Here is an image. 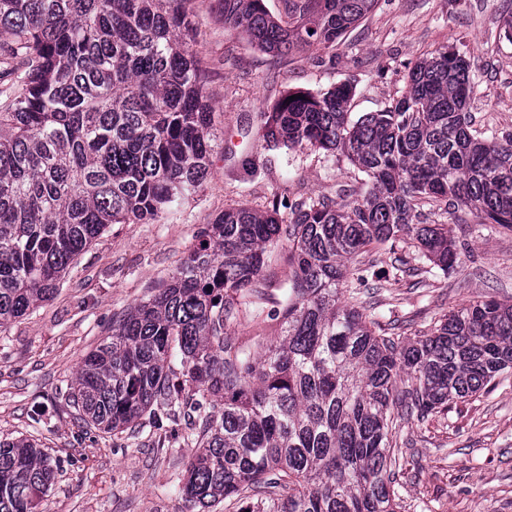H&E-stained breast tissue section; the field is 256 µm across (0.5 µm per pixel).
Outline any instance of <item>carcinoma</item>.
Segmentation results:
<instances>
[{
    "label": "carcinoma",
    "instance_id": "obj_1",
    "mask_svg": "<svg viewBox=\"0 0 512 512\" xmlns=\"http://www.w3.org/2000/svg\"><path fill=\"white\" fill-rule=\"evenodd\" d=\"M189 0H0V328L51 298L69 265L113 224H145L208 175L212 112ZM378 0H224V25L285 57L335 49ZM469 64L440 47L408 68L397 99L351 119L352 88L281 97L261 121L272 147L344 156L368 189L265 212L229 208L205 225L171 279L81 359L82 420L123 432L152 410L186 425L197 451L187 512H397L394 411L425 420L512 368V303L451 310L408 342L367 313L372 250L402 241L443 275L451 227L421 206L466 210L512 230V134L470 131ZM288 209L284 213L280 208ZM288 243L283 335L231 334L263 314L265 255ZM355 280L350 301L340 286ZM411 387L398 391L401 377ZM54 479L28 438L0 439V512H33Z\"/></svg>",
    "mask_w": 512,
    "mask_h": 512
}]
</instances>
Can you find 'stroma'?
Listing matches in <instances>:
<instances>
[{
	"label": "stroma",
	"mask_w": 512,
	"mask_h": 512,
	"mask_svg": "<svg viewBox=\"0 0 512 512\" xmlns=\"http://www.w3.org/2000/svg\"><path fill=\"white\" fill-rule=\"evenodd\" d=\"M512 0H379L333 50L277 58L224 24L222 0H194L196 48L214 112L209 175L149 224H116L70 266L51 300L0 329V438L36 440L56 462L35 512H185L179 480L193 443L141 418L110 434L87 427L71 398L82 357L169 280L201 227L224 209L335 196L365 177L341 156L302 146L284 152L259 133L263 112L290 91L353 88L352 117L384 109L408 66L436 48L470 65L474 128L512 134ZM453 228L459 263L449 275L406 271L402 248L374 255V317L390 335L429 333L448 311L478 298L512 301V231L465 211L429 214ZM404 441L395 492L400 512H512V370L426 420L399 423Z\"/></svg>",
	"instance_id": "1"
}]
</instances>
